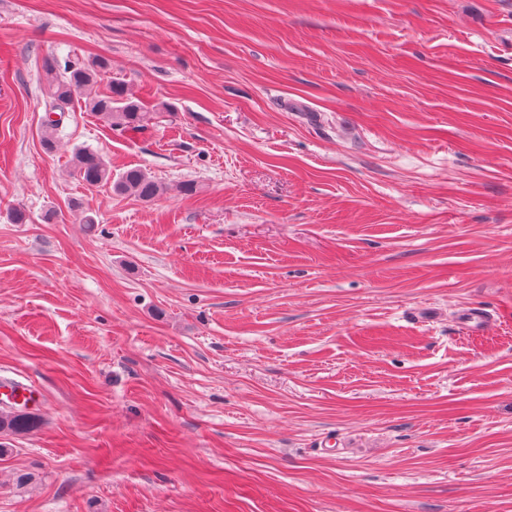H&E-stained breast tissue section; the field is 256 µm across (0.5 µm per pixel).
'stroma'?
Listing matches in <instances>:
<instances>
[{
  "instance_id": "35a3bbf8",
  "label": "stroma",
  "mask_w": 512,
  "mask_h": 512,
  "mask_svg": "<svg viewBox=\"0 0 512 512\" xmlns=\"http://www.w3.org/2000/svg\"><path fill=\"white\" fill-rule=\"evenodd\" d=\"M0 377V512H512V0H0ZM110 62L103 56L95 57L90 63L79 65L69 59L62 63L57 57L43 61L46 81L45 92L49 98V110L64 112L74 97L80 96L105 76ZM85 98V107L90 112L99 115L112 129L123 132L144 130L151 118L157 120L169 113L154 112L151 117L147 116L149 112H144L141 104L129 95L125 85L116 81L109 82L107 92ZM73 175L86 186L95 187L112 182V170L97 151L77 149L72 157ZM112 190L119 195H133L149 201L161 192V186L140 168H130L112 182ZM1 396H5L8 401L19 406L31 405L37 400V394L32 387L4 378L0 380V399ZM39 418L33 414H22L19 408L10 406L9 403L0 404V433L25 434L38 427Z\"/></svg>"
}]
</instances>
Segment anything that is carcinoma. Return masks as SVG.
<instances>
[{"label":"carcinoma","mask_w":512,"mask_h":512,"mask_svg":"<svg viewBox=\"0 0 512 512\" xmlns=\"http://www.w3.org/2000/svg\"><path fill=\"white\" fill-rule=\"evenodd\" d=\"M110 62L103 56L95 57L90 63L79 65L69 59L59 60L55 56L43 61L46 81L45 92L49 98L50 111H64L74 97L80 96L105 76ZM85 107L108 122L112 129L123 132H139L145 129L150 119H160L164 113L155 112L147 116L141 104L129 95L121 82L111 81L107 92L86 97ZM73 175L89 187L112 183L113 192L119 195H133L149 201L161 192V186L140 168H130L112 179V170L98 152L78 149L72 157ZM39 418L33 414H22L19 409L0 404V433L25 434L38 427Z\"/></svg>","instance_id":"1"}]
</instances>
